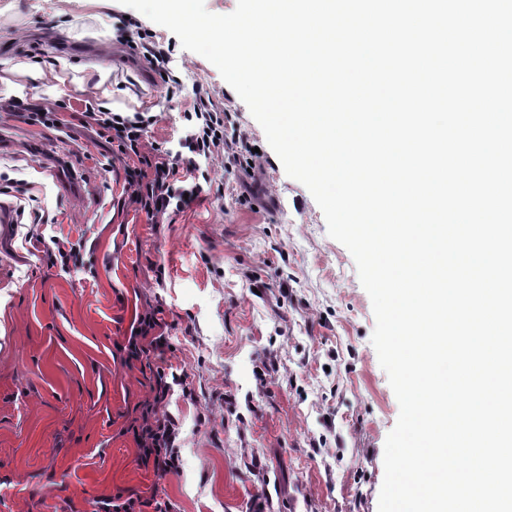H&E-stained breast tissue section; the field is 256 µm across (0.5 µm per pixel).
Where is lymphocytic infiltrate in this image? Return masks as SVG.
<instances>
[{"mask_svg":"<svg viewBox=\"0 0 512 512\" xmlns=\"http://www.w3.org/2000/svg\"><path fill=\"white\" fill-rule=\"evenodd\" d=\"M190 105L195 121L186 138L185 150L178 152L158 146L145 151L144 129L152 120L143 113L137 112L130 117L114 112L89 115L103 131L113 154L128 162L130 204L156 224L167 214L183 212L202 193L203 186L197 176L201 162L225 153L238 162L252 151L247 139H226L225 113L215 104L209 91L196 88ZM171 390L172 384L165 372H158L154 399L146 404L142 422L134 431L143 459L152 460L154 470L160 476L181 469L176 451L179 423L174 416L157 412L158 404L166 400Z\"/></svg>","mask_w":512,"mask_h":512,"instance_id":"lymphocytic-infiltrate-1","label":"lymphocytic infiltrate"}]
</instances>
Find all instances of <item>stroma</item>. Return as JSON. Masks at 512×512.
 Instances as JSON below:
<instances>
[{
    "label": "stroma",
    "instance_id": "obj_1",
    "mask_svg": "<svg viewBox=\"0 0 512 512\" xmlns=\"http://www.w3.org/2000/svg\"><path fill=\"white\" fill-rule=\"evenodd\" d=\"M148 31L182 84L167 94L121 31ZM55 53L71 66L19 70ZM0 78L58 105L63 129L0 112V512H96L116 496L171 512H378L399 404L371 343L375 318L350 252L287 176L246 104L170 30L112 0H0ZM260 153L252 171L203 163L198 200L154 224L126 205L124 164L84 118L155 116L148 145L179 150L195 86ZM80 262L64 267L56 240ZM162 312L164 357L127 366L138 315ZM185 375L162 409L181 470L157 477L131 431L154 367Z\"/></svg>",
    "mask_w": 512,
    "mask_h": 512
}]
</instances>
